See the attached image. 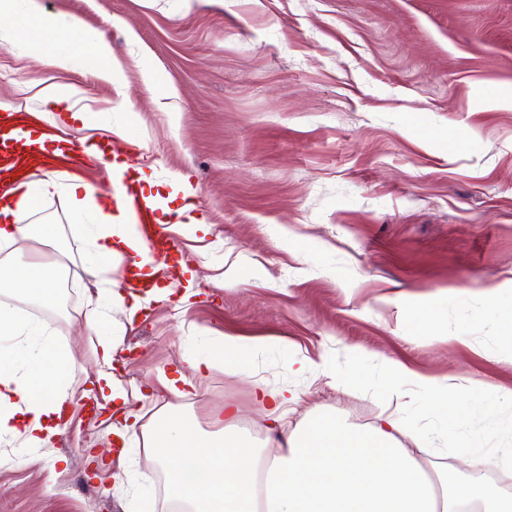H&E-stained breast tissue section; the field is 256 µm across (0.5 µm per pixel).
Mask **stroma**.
I'll use <instances>...</instances> for the list:
<instances>
[{
	"label": "stroma",
	"instance_id": "obj_1",
	"mask_svg": "<svg viewBox=\"0 0 512 512\" xmlns=\"http://www.w3.org/2000/svg\"><path fill=\"white\" fill-rule=\"evenodd\" d=\"M51 13L103 31L125 85L82 60L69 69L0 42V95L67 138L110 142L96 124L127 127L125 160L160 197L187 255L171 294L127 325L112 373L153 403L140 421L173 408L212 430L225 405L257 447L297 431L315 410L362 429L401 408L433 431L426 390L391 397L381 363L394 359L462 390L512 389L497 337L512 310L487 293L512 289V0H41ZM74 86L76 100L45 96ZM195 188L191 216L172 181ZM40 218L59 224L57 250L28 258L66 266L60 303L20 302L70 348L68 426L51 452L21 462L0 443V512H170L169 472L141 446L130 478H114L109 413L90 416L98 368L82 322L96 280L63 203ZM205 219L210 234L189 217ZM448 291L439 322H417ZM465 330L464 343L449 334ZM239 336L259 342L249 375L202 371L198 392L164 394L185 351ZM373 358L357 364L352 348ZM327 361L328 375L299 372ZM294 390L299 403L266 418L255 380Z\"/></svg>",
	"mask_w": 512,
	"mask_h": 512
}]
</instances>
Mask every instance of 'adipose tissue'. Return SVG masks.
<instances>
[{"label":"adipose tissue","instance_id":"1","mask_svg":"<svg viewBox=\"0 0 512 512\" xmlns=\"http://www.w3.org/2000/svg\"><path fill=\"white\" fill-rule=\"evenodd\" d=\"M4 39L26 40L36 60L43 56L44 43H56L54 62L62 67L72 66L77 51H84L96 60L98 75L114 84L123 81L102 31L79 18L46 12L40 0H0ZM60 195L67 200L71 232L86 240L85 268L99 277L97 295L106 301L86 313L84 331L93 339L98 378L110 388L120 416L112 430L124 441L142 442L168 466L169 493L186 504L187 512H512V495L496 493L476 480L449 482L446 476L427 474L420 464L442 439L464 449L474 471L499 466L502 456L487 452L481 438L462 431L459 421L477 411L492 417L512 407V390H472L457 396L448 378L426 381L392 360L384 363L390 392L398 396L403 386L426 383L440 416L437 437H424L413 454L400 448L399 439L414 427L396 411L364 429L315 415L266 459L232 421L205 432L182 414L168 411L160 414L154 429L138 432L135 405L143 396L117 383L106 367L144 301L134 291L113 286L112 274L129 258L144 273L159 265L123 211L98 203L91 184L66 185L53 172L28 180L0 202V435L10 436L24 458L31 461L50 450L65 429L67 398L60 387L72 354L15 306L19 300L46 308L58 302L60 267L29 263L21 254L30 242L56 244L58 225L49 220L26 224L22 218L32 214L35 203Z\"/></svg>","mask_w":512,"mask_h":512}]
</instances>
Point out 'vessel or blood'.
<instances>
[{"instance_id":"b4317fda","label":"vessel or blood","mask_w":512,"mask_h":512,"mask_svg":"<svg viewBox=\"0 0 512 512\" xmlns=\"http://www.w3.org/2000/svg\"><path fill=\"white\" fill-rule=\"evenodd\" d=\"M106 158L105 148L90 149L74 144L55 146L35 128L29 113L0 107V195L18 188L42 167L72 176H84ZM112 204L121 207L137 224L145 244L158 260L168 263L182 258L178 240L160 224L158 214L135 180L112 186Z\"/></svg>"}]
</instances>
